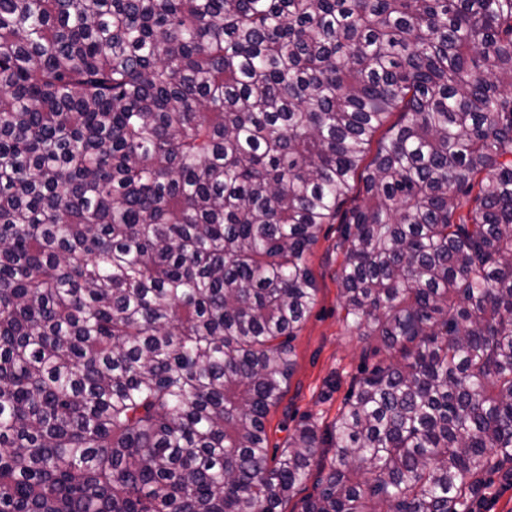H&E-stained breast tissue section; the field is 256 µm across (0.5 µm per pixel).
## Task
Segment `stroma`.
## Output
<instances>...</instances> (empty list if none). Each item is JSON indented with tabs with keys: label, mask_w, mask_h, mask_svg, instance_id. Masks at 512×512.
Here are the masks:
<instances>
[{
	"label": "stroma",
	"mask_w": 512,
	"mask_h": 512,
	"mask_svg": "<svg viewBox=\"0 0 512 512\" xmlns=\"http://www.w3.org/2000/svg\"><path fill=\"white\" fill-rule=\"evenodd\" d=\"M341 224L324 225L308 255L318 288L314 307L293 342V373L265 420L270 453H278L303 419L327 426L354 377L382 360L347 328L337 277L344 261Z\"/></svg>",
	"instance_id": "stroma-1"
}]
</instances>
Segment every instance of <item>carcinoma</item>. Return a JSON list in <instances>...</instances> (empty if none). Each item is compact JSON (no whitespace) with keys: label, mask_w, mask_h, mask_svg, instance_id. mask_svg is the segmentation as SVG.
<instances>
[{"label":"carcinoma","mask_w":512,"mask_h":512,"mask_svg":"<svg viewBox=\"0 0 512 512\" xmlns=\"http://www.w3.org/2000/svg\"><path fill=\"white\" fill-rule=\"evenodd\" d=\"M337 221L386 358L271 459ZM314 469L302 512L512 480V0H0V512H283Z\"/></svg>","instance_id":"carcinoma-1"}]
</instances>
